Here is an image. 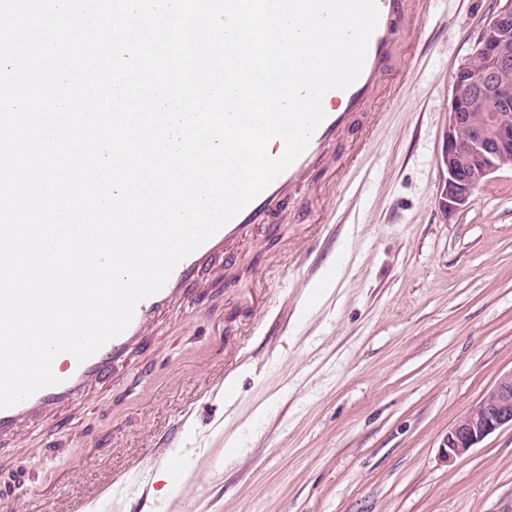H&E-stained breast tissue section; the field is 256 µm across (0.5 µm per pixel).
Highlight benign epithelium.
<instances>
[{"mask_svg":"<svg viewBox=\"0 0 512 512\" xmlns=\"http://www.w3.org/2000/svg\"><path fill=\"white\" fill-rule=\"evenodd\" d=\"M442 165L440 204L449 216L472 206L491 174L512 166V0L480 31L474 53L454 75ZM502 427L512 428V369L448 429L443 457L467 454Z\"/></svg>","mask_w":512,"mask_h":512,"instance_id":"obj_1","label":"benign epithelium"}]
</instances>
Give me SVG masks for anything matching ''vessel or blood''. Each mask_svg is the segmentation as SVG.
<instances>
[{
    "instance_id": "obj_1",
    "label": "vessel or blood",
    "mask_w": 512,
    "mask_h": 512,
    "mask_svg": "<svg viewBox=\"0 0 512 512\" xmlns=\"http://www.w3.org/2000/svg\"><path fill=\"white\" fill-rule=\"evenodd\" d=\"M428 2L377 0L379 20L369 41L362 72L348 89L332 90L325 94V118L304 152L233 220L181 261L165 286L139 303L132 322L121 335L82 362L72 354H63L57 385L43 388L10 408L0 409V435L20 434L37 418L82 397L93 387L106 384L116 368L128 364L133 350L148 345V329L155 316L165 310L174 297L185 291L205 257L224 251L229 245L240 241L253 226L266 223L273 206L283 196L296 190L311 162L323 155L330 144L346 132L353 114L377 113L387 101L398 97L399 85L386 83L384 77L394 60L396 43L402 30H409L411 37H418L420 21Z\"/></svg>"
}]
</instances>
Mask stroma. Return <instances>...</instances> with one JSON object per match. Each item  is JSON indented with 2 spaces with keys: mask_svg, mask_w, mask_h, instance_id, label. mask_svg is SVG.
Masks as SVG:
<instances>
[{
  "mask_svg": "<svg viewBox=\"0 0 512 512\" xmlns=\"http://www.w3.org/2000/svg\"><path fill=\"white\" fill-rule=\"evenodd\" d=\"M501 0H434L355 165L348 134L271 227L65 413L0 438V503L60 512H512V429L446 461L449 425L512 369V168L446 216L452 77ZM332 292L308 304L330 273ZM229 385H216L218 375ZM236 439V457L224 456ZM126 479L116 484L113 474Z\"/></svg>",
  "mask_w": 512,
  "mask_h": 512,
  "instance_id": "1",
  "label": "stroma"
}]
</instances>
